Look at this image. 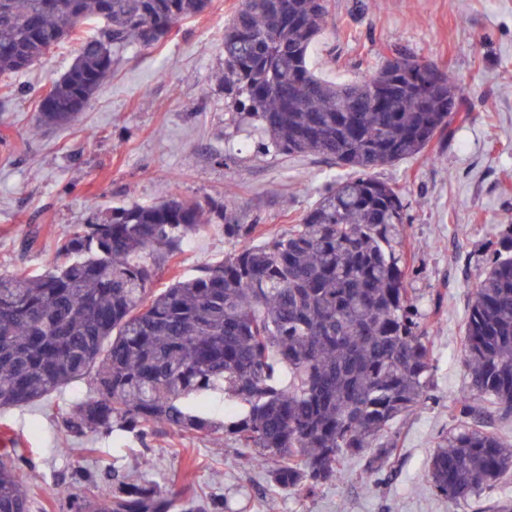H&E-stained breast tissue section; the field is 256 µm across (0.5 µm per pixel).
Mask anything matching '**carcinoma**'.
I'll return each mask as SVG.
<instances>
[{
	"label": "carcinoma",
	"mask_w": 512,
	"mask_h": 512,
	"mask_svg": "<svg viewBox=\"0 0 512 512\" xmlns=\"http://www.w3.org/2000/svg\"><path fill=\"white\" fill-rule=\"evenodd\" d=\"M210 2L0 0V80L75 43L71 67L40 96L34 131L67 127L124 52L161 42ZM328 15L329 0H241L224 25L227 128L246 125L265 152L321 154L349 175L264 243L223 203L169 198L92 215L62 239L66 261L50 270L0 272V409L86 381L90 395L61 414L65 439L222 431L255 466L275 460L267 484L300 501L343 479L354 458H366L365 478L392 471L393 425L431 400L434 351L405 288L407 203L369 172L431 158L464 88L450 78L434 91L439 68L404 53L355 82L320 78L307 56ZM216 221L234 252L150 292L160 265ZM489 251L465 322L468 392L448 405L453 427L427 476L455 507L512 512L511 499L486 502L512 472V446L485 422L512 417V224L495 225ZM212 394L224 395L222 422L200 402ZM24 460L0 450V512H30ZM78 479L87 494L66 512H229L222 498L179 501L146 479Z\"/></svg>",
	"instance_id": "obj_1"
}]
</instances>
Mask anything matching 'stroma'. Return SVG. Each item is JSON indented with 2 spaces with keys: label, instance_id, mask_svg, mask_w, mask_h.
<instances>
[{
  "label": "stroma",
  "instance_id": "stroma-1",
  "mask_svg": "<svg viewBox=\"0 0 512 512\" xmlns=\"http://www.w3.org/2000/svg\"><path fill=\"white\" fill-rule=\"evenodd\" d=\"M240 0H211L158 45L123 54L74 125L31 135L41 92L63 75L76 47L47 52L12 88L0 87V272L40 273L62 261L60 239L93 212L176 196L202 205L217 200L256 224V241L286 233L341 170L320 154L271 156L245 134L224 149V25ZM438 65L466 89L448 133L433 143L437 159L375 169L398 190L412 217L402 248L416 297L436 348L434 398L394 427L396 466L382 483L361 477L356 458L346 478L317 497L297 501L270 491L223 435L163 430L141 443L116 432L89 435L60 452L57 410L89 393L79 381L26 407L0 410V446L19 448L37 472L30 512H62L85 490L76 471L104 465L141 474L188 497L224 496L234 512H454L427 479L437 438L450 425L449 403L467 392L462 337L476 277L495 224H512V0H330L327 27L309 65L332 81L357 80L395 52ZM32 249H24L28 237ZM208 229L183 243L152 290L194 274L234 251Z\"/></svg>",
  "mask_w": 512,
  "mask_h": 512
}]
</instances>
